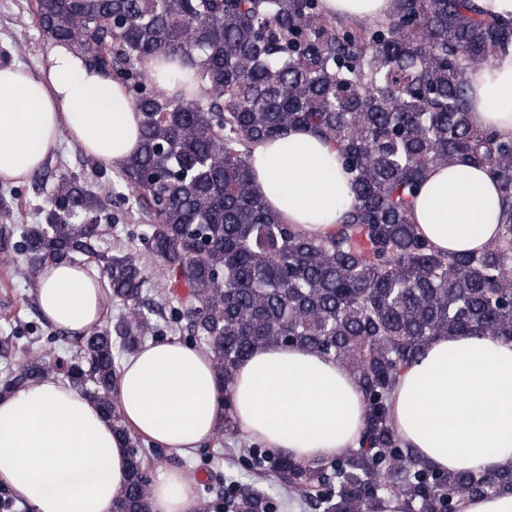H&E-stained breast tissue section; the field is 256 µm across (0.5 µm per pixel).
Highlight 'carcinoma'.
Returning a JSON list of instances; mask_svg holds the SVG:
<instances>
[{
  "mask_svg": "<svg viewBox=\"0 0 512 512\" xmlns=\"http://www.w3.org/2000/svg\"><path fill=\"white\" fill-rule=\"evenodd\" d=\"M32 18L122 83L141 115L140 149L118 169L150 221V258L188 290L163 316L149 307L146 261L99 250L101 198L87 180L56 177L39 224L21 227L24 275L47 259L98 258L115 323L68 342L67 355L19 360L20 337L0 336V393L57 374L94 399L129 454L112 512H151L147 464L162 461L126 428L113 398L119 355L160 325L194 338L224 381L256 348L299 345L329 356L358 382L359 447L327 461L281 456L267 476L312 512H372L383 497L413 512H461L465 500L512 489V467L441 472L392 426L402 370L436 336L512 341V137L470 122L468 71L512 49V17L475 0H396L388 18L348 21L322 0H34ZM197 63V91H173L150 61ZM292 127L336 146L351 203L336 231L300 235L253 188L254 144ZM486 167L503 203L499 237L478 253H444L412 212L439 165ZM234 512H272L235 488Z\"/></svg>",
  "mask_w": 512,
  "mask_h": 512,
  "instance_id": "1",
  "label": "carcinoma"
}]
</instances>
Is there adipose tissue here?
Here are the masks:
<instances>
[{"label": "adipose tissue", "mask_w": 512, "mask_h": 512, "mask_svg": "<svg viewBox=\"0 0 512 512\" xmlns=\"http://www.w3.org/2000/svg\"><path fill=\"white\" fill-rule=\"evenodd\" d=\"M471 121L512 136V53L468 73ZM141 116L124 87L51 43L38 69L0 63V183L25 182L57 150L61 135L107 168L138 148ZM254 187L284 223L310 237L336 229L351 198L337 150L304 128L258 143ZM413 220L441 251L473 252L500 232L498 186L483 167L428 172ZM47 324L78 337L103 317L100 273L53 261L36 288ZM115 397L129 430L178 458L211 442L225 412L242 437L299 461L357 447L364 424L359 386L335 360L305 347L267 345L231 382L210 354L181 341H150L119 369ZM390 417L402 439L441 472L495 473L512 466V341L438 336L402 371ZM128 468L125 445L97 404L48 376L0 395V488L31 512H112ZM152 512H199L195 476L158 467Z\"/></svg>", "instance_id": "1"}]
</instances>
